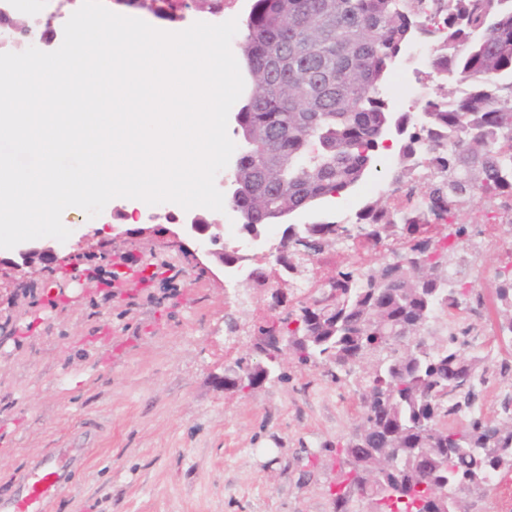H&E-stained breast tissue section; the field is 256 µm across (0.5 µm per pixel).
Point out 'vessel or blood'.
<instances>
[{
  "label": "vessel or blood",
  "instance_id": "obj_1",
  "mask_svg": "<svg viewBox=\"0 0 512 512\" xmlns=\"http://www.w3.org/2000/svg\"><path fill=\"white\" fill-rule=\"evenodd\" d=\"M82 459L79 448L48 449L18 478L12 494L0 496V512H47Z\"/></svg>",
  "mask_w": 512,
  "mask_h": 512
}]
</instances>
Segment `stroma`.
Returning <instances> with one entry per match:
<instances>
[{
    "label": "stroma",
    "mask_w": 512,
    "mask_h": 512,
    "mask_svg": "<svg viewBox=\"0 0 512 512\" xmlns=\"http://www.w3.org/2000/svg\"><path fill=\"white\" fill-rule=\"evenodd\" d=\"M30 19L49 22V50L60 47L72 14L58 0H26ZM386 90L396 112H411L409 88L429 86L425 63L403 57ZM385 152L341 197L273 221L312 224L371 201L373 183L396 167ZM122 204L96 223L84 211L65 218L69 238L58 256L20 275L0 272V491L46 449L87 443L84 468L50 512H335L337 444L360 423L362 366L332 379L326 368L284 360L283 379L247 393L224 388V366L253 354L251 331L266 320L267 292L248 305L226 304L220 266L174 242V216L141 234ZM155 267L151 289L113 290L88 278L125 259ZM496 277L478 282L486 305L442 315L437 335L471 327L466 354L488 356L478 385L480 418L498 417L499 394L512 387V353L493 349ZM240 325L230 340L227 317ZM508 371H501V363ZM501 483L462 499L464 512H512V469Z\"/></svg>",
    "instance_id": "stroma-1"
}]
</instances>
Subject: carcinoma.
Returning <instances> with one entry per match:
<instances>
[{"mask_svg":"<svg viewBox=\"0 0 512 512\" xmlns=\"http://www.w3.org/2000/svg\"><path fill=\"white\" fill-rule=\"evenodd\" d=\"M241 54L249 91L235 115L243 150L235 161L227 203L252 230L313 203L351 191L377 167L379 153L399 146L393 178L411 181L421 160H434L424 209L391 212L378 200L353 224H289L288 238L309 247L288 254V277L308 272L323 251L366 237L398 259L373 269L353 261L296 302L277 321L293 338L288 358L349 373L352 359L376 367L361 379V426L340 446L336 512H359L350 487L377 496L380 457L399 450L386 479L426 494L454 477L512 468V416L473 418L456 430L443 420L466 415L478 392L470 384L447 399L435 394L476 373L484 359L467 357L448 333L410 353L389 350L388 328L431 336L442 297L448 307L484 306V296L461 279L473 258L466 225L426 234L427 217L461 213L477 199L512 194V0H253L242 21ZM432 39L427 60L438 91L420 107L394 116L384 82L416 35ZM497 328L512 343V270L498 274ZM382 512H433L425 503L394 501Z\"/></svg>","mask_w":512,"mask_h":512,"instance_id":"carcinoma-1","label":"carcinoma"}]
</instances>
